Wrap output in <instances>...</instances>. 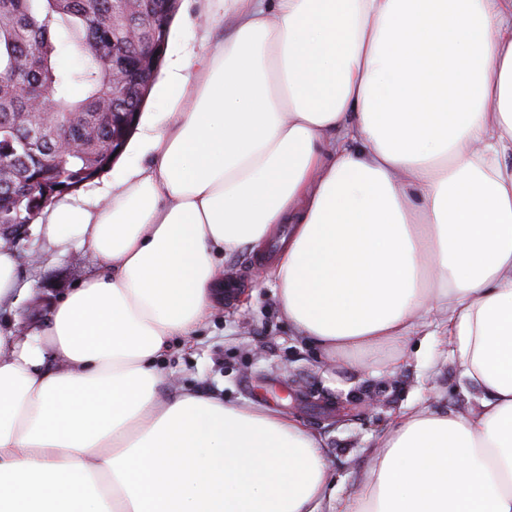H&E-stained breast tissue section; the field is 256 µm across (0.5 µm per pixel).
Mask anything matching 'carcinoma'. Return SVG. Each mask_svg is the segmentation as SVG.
I'll return each instance as SVG.
<instances>
[{
    "mask_svg": "<svg viewBox=\"0 0 512 512\" xmlns=\"http://www.w3.org/2000/svg\"><path fill=\"white\" fill-rule=\"evenodd\" d=\"M180 0H0V236L110 168L133 134ZM121 21L113 23L114 17ZM63 31L82 57L56 62ZM123 83L112 85V63ZM47 98L48 110L33 101ZM77 144L68 151L61 137ZM67 173L59 179L58 172Z\"/></svg>",
    "mask_w": 512,
    "mask_h": 512,
    "instance_id": "obj_1",
    "label": "carcinoma"
}]
</instances>
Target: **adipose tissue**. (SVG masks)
<instances>
[{"instance_id": "1", "label": "adipose tissue", "mask_w": 512, "mask_h": 512, "mask_svg": "<svg viewBox=\"0 0 512 512\" xmlns=\"http://www.w3.org/2000/svg\"><path fill=\"white\" fill-rule=\"evenodd\" d=\"M164 87L147 163L47 209L104 269L0 331V512H320L316 433L157 367L278 224L293 330L361 372L442 314L475 393L402 413L345 512H512V0H227Z\"/></svg>"}]
</instances>
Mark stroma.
Listing matches in <instances>:
<instances>
[{
  "mask_svg": "<svg viewBox=\"0 0 512 512\" xmlns=\"http://www.w3.org/2000/svg\"><path fill=\"white\" fill-rule=\"evenodd\" d=\"M224 0H181L168 53L196 54L224 36ZM289 225H276L257 247L225 255L219 279L240 281L235 301L217 297L208 321L187 343L172 344L159 363L164 377L186 391L219 394L230 405L267 406L300 418L321 436L336 498L322 512H339L359 489L375 446L394 418L410 407L467 409L470 400L446 336L427 350L416 341L395 369L377 361L361 373L336 362L293 331L272 284L263 279L275 257L271 243ZM19 276L35 295L16 307H1L0 322H45L61 298L101 267L100 258L75 244L61 247L29 226L15 235Z\"/></svg>",
  "mask_w": 512,
  "mask_h": 512,
  "instance_id": "1",
  "label": "stroma"
}]
</instances>
